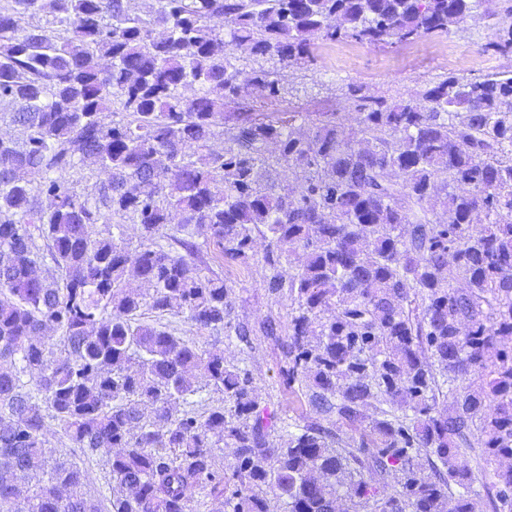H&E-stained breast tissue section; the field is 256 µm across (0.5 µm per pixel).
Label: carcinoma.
<instances>
[{"label":"carcinoma","mask_w":512,"mask_h":512,"mask_svg":"<svg viewBox=\"0 0 512 512\" xmlns=\"http://www.w3.org/2000/svg\"><path fill=\"white\" fill-rule=\"evenodd\" d=\"M481 6L512 15V0H157L144 17L128 0H4L0 103L21 138L0 136V512H200L198 494L232 512H269L270 494L286 512H474L477 448L492 512L512 508V70L394 101L350 84L353 137L337 112L301 131L294 114L231 111L246 86L280 93L239 50L287 66L318 41L447 34ZM85 162L105 175L86 194L67 178ZM274 166L306 176L276 190ZM114 218L139 226L138 247L92 236ZM199 224L231 260L268 241L264 283L292 301L288 379L351 425L374 410L373 448L338 451L316 422L273 436L224 350L139 320L247 335L200 266ZM48 263L58 277L34 276ZM50 421L109 456V494L48 463Z\"/></svg>","instance_id":"cac0c4a2"}]
</instances>
